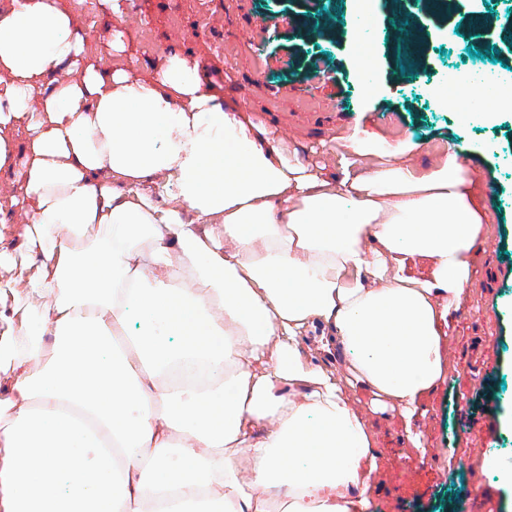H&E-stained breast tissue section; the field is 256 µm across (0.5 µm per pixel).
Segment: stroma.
Wrapping results in <instances>:
<instances>
[{"instance_id":"stroma-1","label":"stroma","mask_w":512,"mask_h":512,"mask_svg":"<svg viewBox=\"0 0 512 512\" xmlns=\"http://www.w3.org/2000/svg\"><path fill=\"white\" fill-rule=\"evenodd\" d=\"M405 16L423 46L411 67L398 49ZM78 17L80 35L102 45L122 24L140 74L167 50L197 60L226 107L262 120L272 145L327 175L339 172V138L357 127L411 140L423 167L462 146L485 250L449 318L445 380L412 423L396 410L370 417L379 472L367 512H512L500 478L512 470V109L497 94L512 86V0H454L435 12L425 0H88ZM466 67L497 85L468 88L474 112L432 94Z\"/></svg>"}]
</instances>
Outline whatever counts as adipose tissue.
Instances as JSON below:
<instances>
[{
	"label": "adipose tissue",
	"instance_id": "1",
	"mask_svg": "<svg viewBox=\"0 0 512 512\" xmlns=\"http://www.w3.org/2000/svg\"><path fill=\"white\" fill-rule=\"evenodd\" d=\"M75 29L58 0H0V209L24 249L0 253V512H366L346 389L409 419L443 381L484 224L471 171L356 130L325 179L198 64L138 76L121 30L90 63ZM315 326L345 377L312 362Z\"/></svg>",
	"mask_w": 512,
	"mask_h": 512
}]
</instances>
